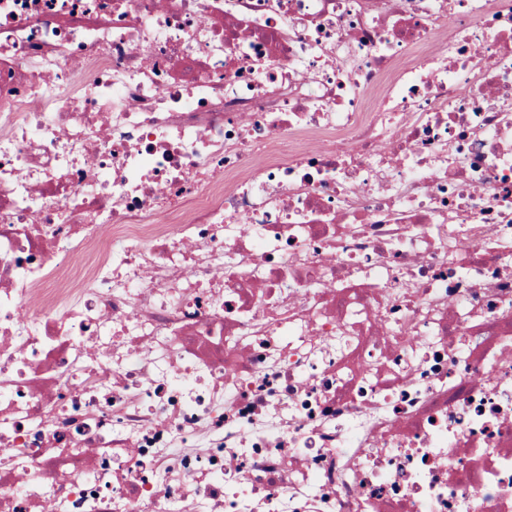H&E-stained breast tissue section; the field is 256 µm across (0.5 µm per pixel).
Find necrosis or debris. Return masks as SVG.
Masks as SVG:
<instances>
[{
	"mask_svg": "<svg viewBox=\"0 0 512 512\" xmlns=\"http://www.w3.org/2000/svg\"><path fill=\"white\" fill-rule=\"evenodd\" d=\"M512 512V0H0V512Z\"/></svg>",
	"mask_w": 512,
	"mask_h": 512,
	"instance_id": "necrosis-or-debris-1",
	"label": "necrosis or debris"
}]
</instances>
